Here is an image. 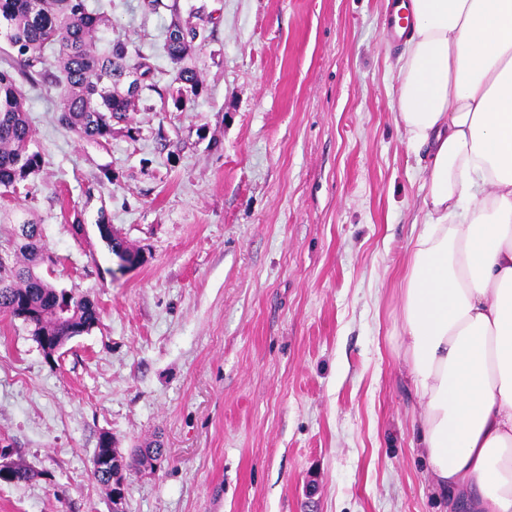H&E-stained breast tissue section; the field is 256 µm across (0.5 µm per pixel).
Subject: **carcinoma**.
<instances>
[{"label":"carcinoma","instance_id":"obj_1","mask_svg":"<svg viewBox=\"0 0 512 512\" xmlns=\"http://www.w3.org/2000/svg\"><path fill=\"white\" fill-rule=\"evenodd\" d=\"M141 7L155 13L162 7L169 27L183 35L165 37L163 48L176 73V108L183 111L204 91L200 76L184 65L196 41H205L211 15L199 14L193 24L182 17L180 0H141ZM109 19L88 9L86 0H0V37L13 54L0 67V187L10 188L39 169L40 155L31 150L33 133L25 108L22 82L38 80L60 89L59 121L83 139L95 142L112 134V120L126 116L140 101L142 91L156 89V82L141 90L126 85L132 74L155 75L149 58L131 57L129 43L106 37ZM13 251L0 254V313L20 318L33 327L36 338L67 341L81 328L91 329L99 320L97 306L73 290L56 288L43 267L48 252L40 226L26 217L14 218ZM146 448L125 458L112 440H99L95 456L112 454V472L92 469L94 478L120 489L124 472L145 465Z\"/></svg>","mask_w":512,"mask_h":512}]
</instances>
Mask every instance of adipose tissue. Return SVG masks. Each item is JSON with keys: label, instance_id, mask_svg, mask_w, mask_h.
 Segmentation results:
<instances>
[{"label": "adipose tissue", "instance_id": "1", "mask_svg": "<svg viewBox=\"0 0 512 512\" xmlns=\"http://www.w3.org/2000/svg\"><path fill=\"white\" fill-rule=\"evenodd\" d=\"M396 122L426 150L398 334L456 512H512V0H409Z\"/></svg>", "mask_w": 512, "mask_h": 512}]
</instances>
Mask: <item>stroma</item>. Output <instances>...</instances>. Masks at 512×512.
<instances>
[{
  "mask_svg": "<svg viewBox=\"0 0 512 512\" xmlns=\"http://www.w3.org/2000/svg\"><path fill=\"white\" fill-rule=\"evenodd\" d=\"M100 2L159 90L99 143L60 124L59 89L23 88L43 163L0 187V247L28 212L50 282L100 318L49 357L0 314V452L31 473L0 480V512H447L393 334L427 172L394 119L387 0H181L215 17L183 112L168 13ZM104 434L164 450L117 504Z\"/></svg>",
  "mask_w": 512,
  "mask_h": 512,
  "instance_id": "1",
  "label": "stroma"
}]
</instances>
